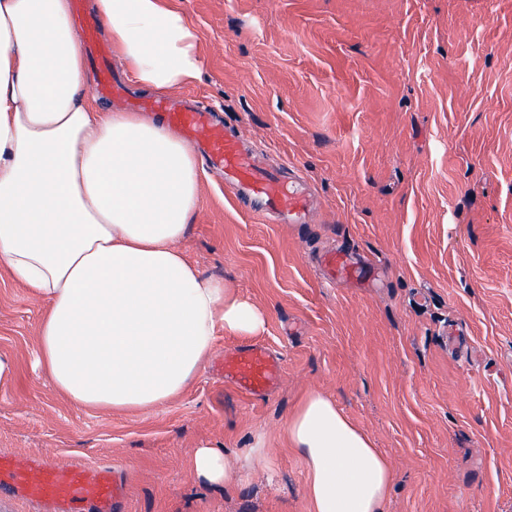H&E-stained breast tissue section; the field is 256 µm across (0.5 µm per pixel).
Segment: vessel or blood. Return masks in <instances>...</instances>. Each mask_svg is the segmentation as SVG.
<instances>
[{"label": "vessel or blood", "instance_id": "vessel-or-blood-1", "mask_svg": "<svg viewBox=\"0 0 512 512\" xmlns=\"http://www.w3.org/2000/svg\"><path fill=\"white\" fill-rule=\"evenodd\" d=\"M96 29L94 19H85L87 48L98 63L99 91L113 96L124 92L125 86L113 76L107 52L97 46ZM131 107L159 113L168 123L181 128L189 139L202 141L207 156L218 161L224 172L225 194L239 203L250 202V214L272 212L284 224L306 222L312 198L303 181H282L278 172L264 163L260 152L242 148L235 131L214 125L207 107L193 104L177 108L163 96L132 102ZM320 265L333 281L354 275L346 254L340 251L325 253ZM221 371L225 380L243 393L262 396L274 388L281 368L265 345L254 344L225 357ZM10 493L52 506L55 512H125L127 479L122 469L112 465L92 468L75 461H30L0 455V495Z\"/></svg>", "mask_w": 512, "mask_h": 512}]
</instances>
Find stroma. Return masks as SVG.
Masks as SVG:
<instances>
[{
  "instance_id": "35a3bbf8",
  "label": "stroma",
  "mask_w": 512,
  "mask_h": 512,
  "mask_svg": "<svg viewBox=\"0 0 512 512\" xmlns=\"http://www.w3.org/2000/svg\"><path fill=\"white\" fill-rule=\"evenodd\" d=\"M206 60L185 93L316 198L265 222L201 167L180 248L266 316L217 332L194 383L130 415L79 411L36 364L42 304L0 268V454L112 464L128 512H308L285 422L316 391L365 431L394 481L384 512H512V0H179ZM365 266L330 285L323 251ZM461 333L449 348L448 331ZM280 359L270 394L225 382V353ZM264 438L266 459L246 462ZM223 452L227 485L194 478ZM189 472L212 484L228 481V466L224 454L211 447L198 448L189 461Z\"/></svg>"
}]
</instances>
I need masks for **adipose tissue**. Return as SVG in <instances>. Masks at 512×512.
<instances>
[{"mask_svg":"<svg viewBox=\"0 0 512 512\" xmlns=\"http://www.w3.org/2000/svg\"><path fill=\"white\" fill-rule=\"evenodd\" d=\"M135 83L168 92L205 58L176 0H92ZM70 0H0V267L44 304L37 365L73 407L136 414L184 392L217 330L264 314L179 249L200 204L195 150L140 112L101 107ZM308 512H384L393 470L335 402L286 421Z\"/></svg>","mask_w":512,"mask_h":512,"instance_id":"obj_1","label":"adipose tissue"}]
</instances>
